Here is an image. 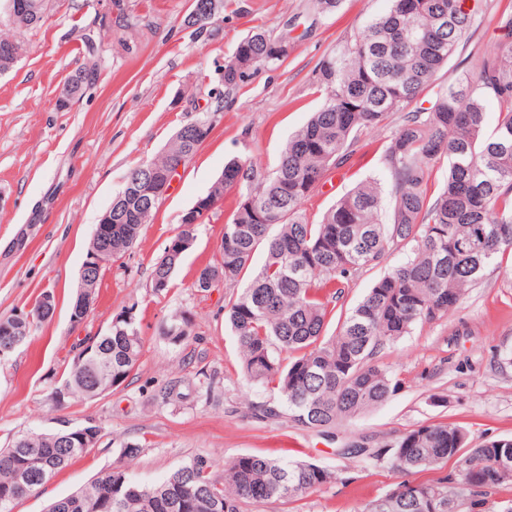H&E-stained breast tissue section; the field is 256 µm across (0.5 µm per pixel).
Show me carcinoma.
<instances>
[{"label": "carcinoma", "instance_id": "cac0c4a2", "mask_svg": "<svg viewBox=\"0 0 512 512\" xmlns=\"http://www.w3.org/2000/svg\"><path fill=\"white\" fill-rule=\"evenodd\" d=\"M461 0H385V7L340 40L319 62L313 85L322 102L297 130L270 174L250 161L231 160L211 190L197 198L198 217L211 211L227 189L239 201L224 224L219 259L205 266L192 287L205 290L212 278L228 288L249 270L255 253L265 259L251 284L230 296L225 320L235 336L241 375L254 385H274L288 416L323 436L343 421L382 404L395 390L389 368L376 360L381 348L457 308L484 270L512 253V0H497L504 31L497 52L480 56L455 83L435 88L475 21ZM224 0H191L184 24L197 35L212 30L196 15ZM52 0H0V69L14 66L27 45L17 34L39 27ZM290 44L284 35L256 31L243 38L222 68L224 88L232 90L253 73L283 62ZM110 49L90 67L73 72L59 107L84 95ZM429 106H424V103ZM496 119L488 127L487 115ZM399 115V125L380 161L390 179L392 208L382 219V186L372 178L340 197L318 222L305 203L333 169L341 167L364 130ZM213 132L211 118L184 125L161 155L133 168L112 202V258L137 242L157 205L140 194L138 182L152 170L187 164L204 143L199 129ZM448 161V178L428 192L434 166ZM154 264L151 287L171 283L187 250L175 239ZM409 248L367 290L354 307L336 312L345 281L357 270L376 266L392 246ZM13 324L24 340L39 306ZM337 320L336 330L327 334ZM180 313L163 328L177 343L189 336ZM97 358L74 361L58 385L67 397L94 400L119 387L135 369L142 338L135 321L112 324L95 337ZM86 422L51 433H31L0 448V512H13L24 496L15 494L24 474L50 480L86 453L77 434ZM467 431L454 423L421 424L370 458L388 457L405 475L439 469L459 458L455 477L435 483L404 480L367 502L361 512H494L489 498L512 483V467L498 469L500 454L512 453V436L487 440L469 450ZM337 480V474L309 461H280L246 454L221 471L197 457L163 480L145 485L126 471L100 473L72 494L52 502L48 512H241L258 505L297 500Z\"/></svg>", "mask_w": 512, "mask_h": 512}]
</instances>
